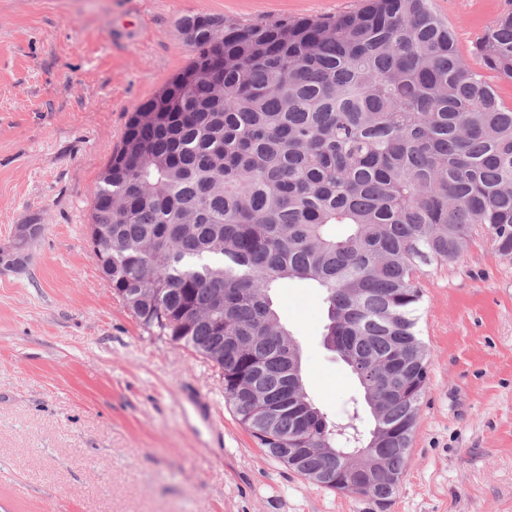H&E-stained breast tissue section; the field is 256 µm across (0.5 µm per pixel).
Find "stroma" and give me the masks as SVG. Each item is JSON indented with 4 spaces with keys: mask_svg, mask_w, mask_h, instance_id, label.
<instances>
[{
    "mask_svg": "<svg viewBox=\"0 0 512 512\" xmlns=\"http://www.w3.org/2000/svg\"><path fill=\"white\" fill-rule=\"evenodd\" d=\"M364 0H0V244L44 224L0 271V512H381L259 448L220 371L147 332L92 255L93 192L126 123L188 65V15L246 25L332 17ZM459 52L512 0H432ZM429 384L383 512H512V261L471 238L424 266ZM305 389L333 422L359 384L323 343L324 295L273 289ZM44 230V224H18L14 226L11 240L0 245V269L18 271L28 260L30 245L38 239Z\"/></svg>",
    "mask_w": 512,
    "mask_h": 512,
    "instance_id": "1",
    "label": "stroma"
}]
</instances>
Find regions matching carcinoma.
I'll use <instances>...</instances> for the list:
<instances>
[{
	"label": "carcinoma",
	"mask_w": 512,
	"mask_h": 512,
	"mask_svg": "<svg viewBox=\"0 0 512 512\" xmlns=\"http://www.w3.org/2000/svg\"><path fill=\"white\" fill-rule=\"evenodd\" d=\"M430 0H365L333 18L199 23L194 56L128 120L94 195L112 290L148 331L224 376V400L283 465L297 441L370 446L402 473L428 383L418 336L421 266L453 262L473 234L512 260V12L459 53ZM344 225V235L336 226ZM324 291L325 342L373 417L329 424L309 398L293 333L270 291ZM397 369L408 389L389 391ZM274 412L258 434L253 414ZM350 468L311 453L310 479Z\"/></svg>",
	"instance_id": "1"
}]
</instances>
